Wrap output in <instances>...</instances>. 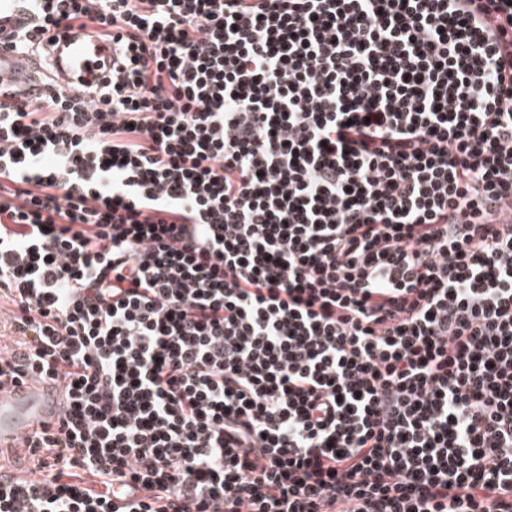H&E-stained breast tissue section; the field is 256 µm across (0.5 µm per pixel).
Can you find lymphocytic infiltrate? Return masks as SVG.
Returning <instances> with one entry per match:
<instances>
[{
    "label": "lymphocytic infiltrate",
    "mask_w": 512,
    "mask_h": 512,
    "mask_svg": "<svg viewBox=\"0 0 512 512\" xmlns=\"http://www.w3.org/2000/svg\"><path fill=\"white\" fill-rule=\"evenodd\" d=\"M0 512H512V0H0ZM0 15V88H11L29 95L39 96L51 89L71 92L80 82L87 85L92 73L118 52L113 42L89 40L73 36L65 40L51 63L57 73V84L41 83L37 72L40 65L33 56L22 58L10 45L15 24L14 16ZM64 392L58 383L39 378L15 381L0 377V462L2 451L26 448L25 438L44 428H56L63 416Z\"/></svg>",
    "instance_id": "lymphocytic-infiltrate-1"
}]
</instances>
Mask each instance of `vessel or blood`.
<instances>
[{
  "label": "vessel or blood",
  "instance_id": "b4317fda",
  "mask_svg": "<svg viewBox=\"0 0 512 512\" xmlns=\"http://www.w3.org/2000/svg\"><path fill=\"white\" fill-rule=\"evenodd\" d=\"M14 24V18L0 17V88L40 95L47 87L38 78V62L18 55L10 45ZM117 51L111 42L80 36L65 40L52 63L57 89L70 92L91 81L95 69ZM64 406V392L58 383L38 378L18 382L9 375L0 376V452L24 451L28 435L59 425Z\"/></svg>",
  "mask_w": 512,
  "mask_h": 512
}]
</instances>
